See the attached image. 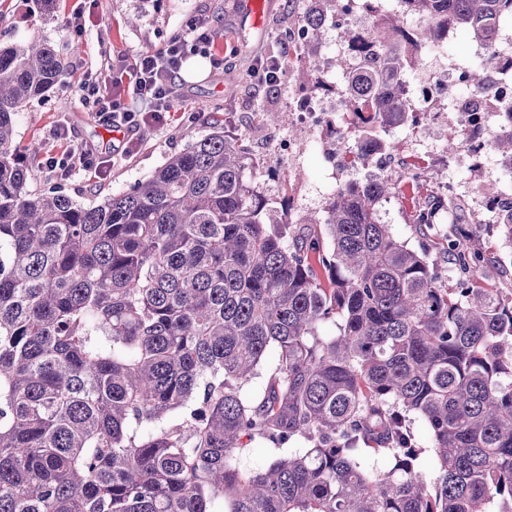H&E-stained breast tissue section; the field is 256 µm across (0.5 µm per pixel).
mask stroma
Here are the masks:
<instances>
[{
	"instance_id": "obj_1",
	"label": "stroma",
	"mask_w": 512,
	"mask_h": 512,
	"mask_svg": "<svg viewBox=\"0 0 512 512\" xmlns=\"http://www.w3.org/2000/svg\"><path fill=\"white\" fill-rule=\"evenodd\" d=\"M239 0H58L53 12L38 9L34 0H0V44L4 46L47 41L64 57L68 66L46 97L31 100L15 118L14 145L24 153L33 142L40 143L43 155H61L72 150L95 148L114 164L103 176L77 174L66 180L53 177L41 166L35 167L28 184L30 191L41 193L57 189L77 201L88 204L105 196L129 190L150 176L172 155L182 152L188 143L182 132L194 128L197 135L210 131L214 121L225 113L238 116L235 136L260 163V183L277 199L288 201L294 215L319 209L322 186L332 176L330 164L319 163L304 155L289 163L274 149L273 141L289 136L288 101L294 82L280 80L273 87L247 76L259 58L281 56L293 62L302 56V48L288 45L282 38L289 20L296 17V0H264L265 25L246 44L234 40V31L246 25L240 14ZM83 13L87 20L82 32H74L69 19ZM211 19L217 33L223 34L232 53L222 69H213L208 59L190 56L184 61L175 110L166 124L141 130L142 145L133 156H124L125 137L115 136L101 126L91 108L82 106L76 93L89 74L107 72L113 59L134 62L139 53L156 51L174 36L183 34L190 20ZM278 117L277 124H266V114ZM70 129L68 140L58 139L59 124ZM448 139L434 136L431 151L424 161L433 171L429 189H437V177L448 174L456 181L464 203L454 204L447 213L451 224H468L479 218L486 202L475 188L490 178L491 165L476 167L461 164L449 170L444 165ZM384 223L392 225L396 235L412 248L422 239L412 222L407 192L391 197L380 210Z\"/></svg>"
}]
</instances>
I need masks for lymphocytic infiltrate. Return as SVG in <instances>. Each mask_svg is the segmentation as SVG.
Segmentation results:
<instances>
[{"mask_svg":"<svg viewBox=\"0 0 512 512\" xmlns=\"http://www.w3.org/2000/svg\"><path fill=\"white\" fill-rule=\"evenodd\" d=\"M214 32L211 21L193 20L185 34L172 38L159 50L139 54L134 64H126L121 58L113 60L111 76L86 79L78 95L83 101L93 102L101 125L133 130L159 123L174 108L176 82L188 55L208 58L212 68L223 67V57L211 51ZM129 96L149 100L150 111L130 108L125 102ZM43 165L56 177L67 179L80 172L101 174L105 161L97 152L86 148L48 157Z\"/></svg>","mask_w":512,"mask_h":512,"instance_id":"1","label":"lymphocytic infiltrate"}]
</instances>
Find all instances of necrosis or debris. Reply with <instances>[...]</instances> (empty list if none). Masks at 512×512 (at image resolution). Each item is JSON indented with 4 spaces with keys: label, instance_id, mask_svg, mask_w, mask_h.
<instances>
[{
    "label": "necrosis or debris",
    "instance_id": "obj_1",
    "mask_svg": "<svg viewBox=\"0 0 512 512\" xmlns=\"http://www.w3.org/2000/svg\"><path fill=\"white\" fill-rule=\"evenodd\" d=\"M430 58L438 66L427 79L416 84L402 76L392 84L393 95L412 102L415 120L390 131L389 139L401 137L421 149L427 145L430 127L449 123L461 139L464 154L486 157L493 136L512 128V77L497 73L490 94L484 95L471 90L466 67L445 61L442 49H434ZM289 110L296 124L308 131L309 140L278 142V151L292 159L309 151L322 154L333 162V179H340L360 148L356 139L360 121L348 112L344 95L328 101L298 91L289 100Z\"/></svg>",
    "mask_w": 512,
    "mask_h": 512
}]
</instances>
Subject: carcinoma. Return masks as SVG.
Segmentation results:
<instances>
[{
    "label": "carcinoma",
    "mask_w": 512,
    "mask_h": 512,
    "mask_svg": "<svg viewBox=\"0 0 512 512\" xmlns=\"http://www.w3.org/2000/svg\"><path fill=\"white\" fill-rule=\"evenodd\" d=\"M297 2L314 59L337 0ZM402 2L415 25L363 0L377 35L339 27L383 151L413 118L388 82L448 28L485 44L473 89L512 64V0ZM64 67L47 41L0 47V512H512V292L484 283L482 223L415 205L446 288L381 220L407 175L349 180L294 225L218 126L97 204L32 193L15 118ZM491 152L512 161V132ZM479 193L512 243V196Z\"/></svg>",
    "instance_id": "carcinoma-1"
}]
</instances>
